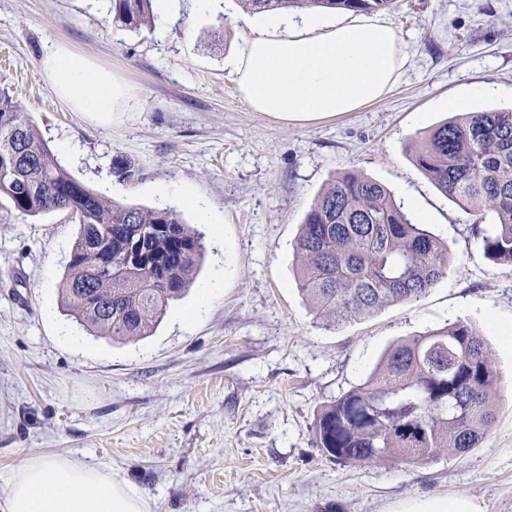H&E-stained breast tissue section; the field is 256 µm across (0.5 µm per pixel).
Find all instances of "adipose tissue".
Instances as JSON below:
<instances>
[{"label": "adipose tissue", "instance_id": "adipose-tissue-1", "mask_svg": "<svg viewBox=\"0 0 512 512\" xmlns=\"http://www.w3.org/2000/svg\"><path fill=\"white\" fill-rule=\"evenodd\" d=\"M225 68L254 111L308 122L359 111L385 97L405 72L411 52L384 19L276 17ZM43 64L54 91L80 112H112L128 98L113 76L54 43ZM0 512H151L149 501L111 469L71 457L35 456L0 489Z\"/></svg>", "mask_w": 512, "mask_h": 512}]
</instances>
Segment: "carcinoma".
Wrapping results in <instances>:
<instances>
[{
  "mask_svg": "<svg viewBox=\"0 0 512 512\" xmlns=\"http://www.w3.org/2000/svg\"><path fill=\"white\" fill-rule=\"evenodd\" d=\"M112 23L139 31L151 0H111ZM394 0H238L246 13L284 9L385 10ZM421 172L449 200L483 219V256L512 265V108L458 112L416 140ZM0 198L38 216L61 211L78 234L57 285L61 306L93 336L123 344L153 334L193 284L203 237L174 209L122 204L75 179L36 124L0 91ZM140 247L145 261L128 263ZM298 288L325 328L425 295L447 273V242L414 221L381 183L332 178L294 243ZM498 375L482 330L465 321L388 347L360 383L323 406L316 446L348 466L415 464L480 446L496 416Z\"/></svg>",
  "mask_w": 512,
  "mask_h": 512,
  "instance_id": "carcinoma-1",
  "label": "carcinoma"
}]
</instances>
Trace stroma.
<instances>
[{
    "label": "stroma",
    "instance_id": "obj_1",
    "mask_svg": "<svg viewBox=\"0 0 512 512\" xmlns=\"http://www.w3.org/2000/svg\"><path fill=\"white\" fill-rule=\"evenodd\" d=\"M110 5L0 0V89L75 178L182 212L207 253L153 335L114 344L60 308L76 219L0 200V481L32 456H67L110 467L153 512H408L454 498L512 512V266L484 258L475 216L410 150L452 116L449 101L512 107V0H396L384 17L412 52L398 84L313 122L254 111L239 92L224 59L253 29L237 0L204 16L179 0L140 31L113 25ZM52 42L122 80L125 104L73 111L42 64ZM117 158L131 180L113 175ZM350 171L425 216L454 259L416 301L328 329L297 287L293 244L328 180ZM459 319L484 330L499 377L480 447L414 465L325 457L312 431L320 409L389 346Z\"/></svg>",
    "mask_w": 512,
    "mask_h": 512
}]
</instances>
